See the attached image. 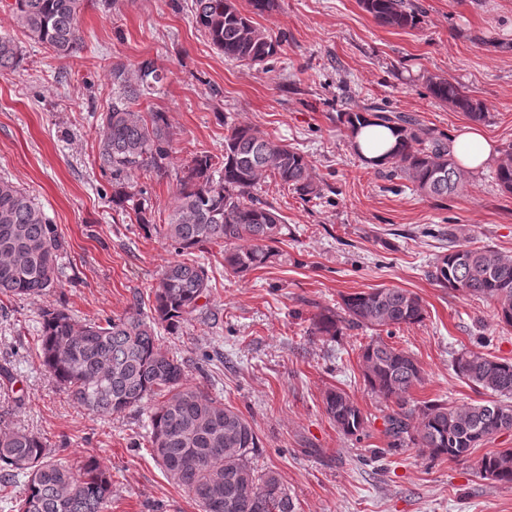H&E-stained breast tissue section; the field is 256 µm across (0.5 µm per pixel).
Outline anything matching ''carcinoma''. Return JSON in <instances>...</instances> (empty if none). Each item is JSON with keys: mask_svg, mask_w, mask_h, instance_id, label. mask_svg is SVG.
<instances>
[{"mask_svg": "<svg viewBox=\"0 0 512 512\" xmlns=\"http://www.w3.org/2000/svg\"><path fill=\"white\" fill-rule=\"evenodd\" d=\"M380 24L414 28L419 7L412 0H359ZM84 0H14L11 9L30 39L58 59L84 49L79 15ZM196 27L224 58L260 65L276 56L279 43L237 7L236 0H192ZM24 61L14 40L0 37V72ZM112 103L98 117L102 137L100 167L112 176V204L124 207L131 195L126 181L136 173L163 175L171 156L167 114L138 110L157 91L163 74L150 58L117 61L110 69ZM435 100L470 121L487 120V108L459 84L430 77ZM337 120L350 138L367 120L386 125L399 137L389 178L404 179L422 196L441 201L467 182L451 152V139L401 112L372 105L363 112H341ZM303 200L322 196L311 162L284 139L250 125H234L224 137L221 160L197 155L179 179L177 203L168 223L152 224L139 214L142 229L162 237L184 256L165 265L154 291L153 313L143 316L135 294L130 312L104 320L80 321L63 305L40 309L38 353L42 366L79 409L109 416L141 407L160 392L166 398L149 415L148 443L167 476L190 493L201 512H297V504L274 471L258 473L250 454L259 448L250 421L224 405L202 385L187 379L186 362L159 345V329L182 331L209 291L205 263L191 258L210 245L224 248V269L244 278L280 259L287 224L257 194L266 174ZM501 191L512 194V151L496 170ZM448 252L436 258L428 277L442 288L492 302L498 322L512 326V259L489 248L456 243L448 231ZM65 242L43 210L6 179H0V294L35 299L60 282ZM425 319L421 298L401 288H370L342 296L336 308L312 319L311 334L331 340L347 330L384 331ZM368 390L394 404L383 416L387 447L381 457L413 445L434 459L459 458L503 431H512V363L480 352L453 358L455 373L473 388L498 396L479 405L453 406L444 400L410 404V393L424 380L414 355L382 338L361 347ZM325 412L346 436L366 435L368 421L342 389L325 394ZM481 476L512 484V448L490 451L478 461ZM112 475L95 456L72 463L48 438L25 429L0 433V500L11 512H106Z\"/></svg>", "mask_w": 512, "mask_h": 512, "instance_id": "obj_1", "label": "carcinoma"}]
</instances>
